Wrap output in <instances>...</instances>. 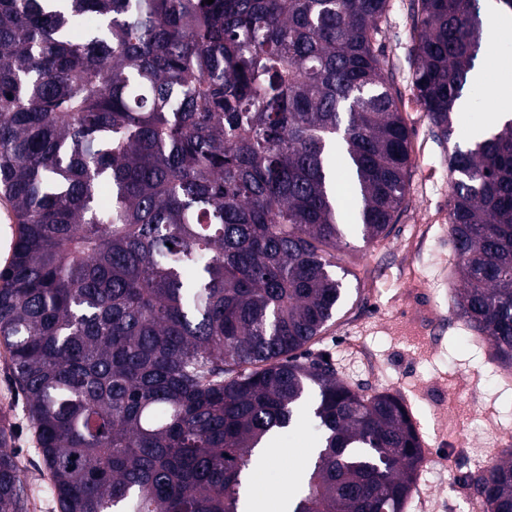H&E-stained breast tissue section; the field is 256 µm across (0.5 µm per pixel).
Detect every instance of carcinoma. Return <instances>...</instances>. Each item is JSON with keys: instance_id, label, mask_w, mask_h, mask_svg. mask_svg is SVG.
I'll use <instances>...</instances> for the list:
<instances>
[{"instance_id": "cac0c4a2", "label": "carcinoma", "mask_w": 512, "mask_h": 512, "mask_svg": "<svg viewBox=\"0 0 512 512\" xmlns=\"http://www.w3.org/2000/svg\"><path fill=\"white\" fill-rule=\"evenodd\" d=\"M413 88L445 140L481 0H418ZM387 0H0V347L59 512H243L252 452L316 392L290 512H405L423 458L402 401L310 348L386 239L411 131ZM466 326L512 369V122L454 145ZM0 414V512H26ZM512 512V448L465 472ZM15 224L7 217L5 203L0 199V267H3L11 250Z\"/></svg>"}]
</instances>
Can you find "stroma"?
<instances>
[{"label": "stroma", "instance_id": "stroma-1", "mask_svg": "<svg viewBox=\"0 0 512 512\" xmlns=\"http://www.w3.org/2000/svg\"><path fill=\"white\" fill-rule=\"evenodd\" d=\"M417 8V0H389L380 37L390 83L412 132L407 208L381 243L347 236L341 253L351 272L345 298L314 349L326 354L355 390L399 396L423 450H441L444 439H455L464 470L492 463L512 448V384L500 379L501 366L486 338L468 330L454 307L458 282L449 241L448 155L453 144H470L469 128L501 101L486 94L482 111L454 116L452 142L437 138L411 88ZM468 392L487 409V417L472 415L464 398ZM22 403L0 360V412L13 424L22 479L33 491L29 512H59L45 490L47 478ZM277 445L282 449L278 464L250 471L247 485L251 498L273 505L292 489L306 450L317 448L319 438L302 420L279 434ZM466 499L458 476L423 473L406 512H466Z\"/></svg>", "mask_w": 512, "mask_h": 512}]
</instances>
